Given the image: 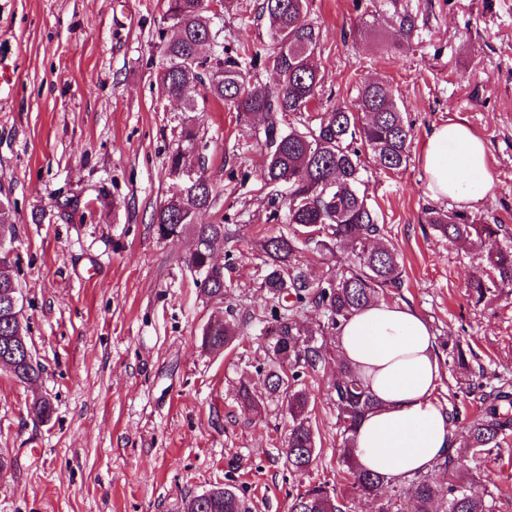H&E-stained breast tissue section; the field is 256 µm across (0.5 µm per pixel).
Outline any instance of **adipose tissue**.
Listing matches in <instances>:
<instances>
[{"instance_id":"obj_1","label":"adipose tissue","mask_w":512,"mask_h":512,"mask_svg":"<svg viewBox=\"0 0 512 512\" xmlns=\"http://www.w3.org/2000/svg\"><path fill=\"white\" fill-rule=\"evenodd\" d=\"M421 160L433 198L464 203L490 188L485 144L464 123L432 130ZM336 345L340 360L377 399L353 441L362 468L400 485L458 452V428L435 398L441 380L435 338L416 311L376 301L344 323Z\"/></svg>"}]
</instances>
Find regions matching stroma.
<instances>
[{"mask_svg":"<svg viewBox=\"0 0 512 512\" xmlns=\"http://www.w3.org/2000/svg\"><path fill=\"white\" fill-rule=\"evenodd\" d=\"M259 0H232L214 25L225 44L263 41ZM165 0H0V191L14 208L23 317L41 369L34 383L0 367V512H181L189 497L235 484L253 512H288L294 496L324 483L347 493L337 412L327 395L328 357L302 383L314 407L318 457L304 475L284 463L290 416L268 396L255 364L264 358L257 314L271 187L262 146L235 113L212 102L184 111L162 97L157 46L170 24ZM418 29L398 47L393 16ZM320 29L315 52L332 100L352 104L362 84L388 83L414 122L406 168L379 170L364 154L371 205L395 247L404 285L388 295L428 322L441 361L438 402L475 413L482 392L512 383V290L470 300L481 248L435 237L423 219L433 201L420 162L438 125L466 122L486 143L490 190L466 205L512 235V0H310ZM199 124L217 204L200 223L226 221L217 262L231 260L227 302L243 334L220 352L202 345L223 305L209 300L184 263L193 240L157 239L152 216L181 192L168 156L184 124ZM248 169L247 180L230 169ZM70 201L67 216L61 202ZM226 302V303H227ZM465 368L451 363L454 345ZM250 384L261 412L237 398ZM53 405L35 417L34 399ZM473 487L512 512V435L482 460H466Z\"/></svg>","mask_w":512,"mask_h":512,"instance_id":"obj_1","label":"stroma"}]
</instances>
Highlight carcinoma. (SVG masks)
Masks as SVG:
<instances>
[{
  "label": "carcinoma",
  "instance_id": "1",
  "mask_svg": "<svg viewBox=\"0 0 512 512\" xmlns=\"http://www.w3.org/2000/svg\"><path fill=\"white\" fill-rule=\"evenodd\" d=\"M165 19L174 35L161 40L162 67L157 79L163 96L182 101L186 112H204L218 101L241 122L260 118L255 131L266 162L262 172L269 184L288 188V225L292 231L259 241L265 255L261 287L272 306L259 318L263 324L267 392L288 403L292 423L286 440L288 470L304 474L316 459L311 422L310 394L300 388L303 375L315 371L327 355L316 336L338 335L343 321L376 301L388 289L402 287V270L395 249L382 241L383 225L376 210L361 192V152L372 154L379 169L401 170L408 163L413 142V123L401 110L392 87L370 81L358 92L354 107L334 106L310 124L304 114L324 96L323 75L314 61L320 29L308 20L309 0H261V15L269 20L271 44L260 47L243 41L234 47L219 46L211 56L203 54L206 43L216 37L205 0H166ZM258 67L277 75L271 84H254L250 72ZM201 141L189 124L182 126L176 148L168 157L170 174L179 171L189 156L197 157ZM203 182L168 199L153 215V227L161 240L189 234L193 249L185 263L205 296L224 300L227 288L224 268L214 264L218 247L227 237L223 224H200L198 216L211 210L216 196L207 172ZM11 202L0 193V232L14 239ZM425 223L437 236L451 242L483 245L502 232L500 224H481L466 211L429 208ZM317 253L335 251L350 256L336 272L312 279L296 262L301 247ZM16 263L0 256V361L13 366L23 382L40 376L28 341V325L13 312L18 295ZM475 303L488 294L512 288V244L490 248L483 265L468 281ZM307 306L323 311L325 322L310 331L297 314ZM241 335L234 309L203 328L202 341L212 350L228 347ZM341 423L343 465L353 492L383 498L380 512H492V504L471 491L473 474L463 471L457 458L448 456L435 466V477L417 475L405 490L385 494L384 477L360 469L349 448L363 417L376 398L347 364L336 363V377L329 387ZM512 431V392L506 385L482 396L480 413L460 429V447L474 459L501 447ZM184 512H252L236 486H213L195 495ZM289 512H348L344 497L324 483L308 485L293 497Z\"/></svg>",
  "mask_w": 512,
  "mask_h": 512
}]
</instances>
